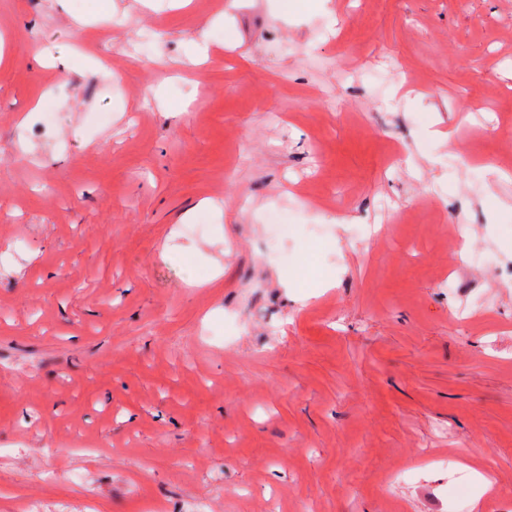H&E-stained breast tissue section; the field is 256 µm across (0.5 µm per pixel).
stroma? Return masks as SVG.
Instances as JSON below:
<instances>
[{
    "instance_id": "stroma-1",
    "label": "stroma",
    "mask_w": 512,
    "mask_h": 512,
    "mask_svg": "<svg viewBox=\"0 0 512 512\" xmlns=\"http://www.w3.org/2000/svg\"><path fill=\"white\" fill-rule=\"evenodd\" d=\"M511 169L512 0H0V512H502Z\"/></svg>"
}]
</instances>
